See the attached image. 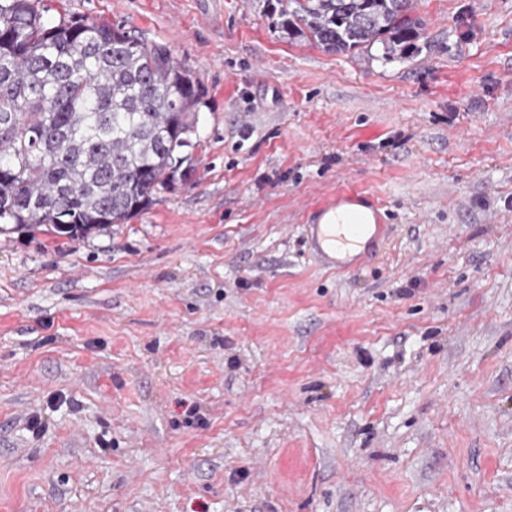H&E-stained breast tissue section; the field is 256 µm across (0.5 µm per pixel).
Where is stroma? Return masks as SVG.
Returning <instances> with one entry per match:
<instances>
[{
  "instance_id": "stroma-1",
  "label": "stroma",
  "mask_w": 512,
  "mask_h": 512,
  "mask_svg": "<svg viewBox=\"0 0 512 512\" xmlns=\"http://www.w3.org/2000/svg\"><path fill=\"white\" fill-rule=\"evenodd\" d=\"M166 45L190 174L81 240L0 234V512H512V0H414L410 58L265 0H44ZM353 186L389 226L310 254ZM345 205H361L369 208L374 216V224L361 223L360 218L347 214L346 223L336 224V220H344L337 210ZM357 212L365 219H371L369 211L360 206H345L338 210ZM319 219L328 216L326 224H306L305 235L310 246L316 249L325 265L332 269L349 268L356 259L368 260L373 256L377 242L385 237L387 224L382 223L381 208L366 199L355 189H343L336 193L335 201H325L319 208ZM333 221L334 224H333ZM360 252L351 254L360 249Z\"/></svg>"
}]
</instances>
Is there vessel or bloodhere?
Instances as JSON below:
<instances>
[{
    "label": "vessel or blood",
    "instance_id": "obj_1",
    "mask_svg": "<svg viewBox=\"0 0 512 512\" xmlns=\"http://www.w3.org/2000/svg\"><path fill=\"white\" fill-rule=\"evenodd\" d=\"M345 205L369 206L375 221L368 224L360 218L347 216L345 223H335L334 217L339 207ZM324 221L305 227L306 240L316 249L325 265L333 269L349 268L354 259H369L377 242L385 237L387 227L381 224V209L368 204L366 197L354 189L337 192L335 200L325 201L319 208Z\"/></svg>",
    "mask_w": 512,
    "mask_h": 512
}]
</instances>
